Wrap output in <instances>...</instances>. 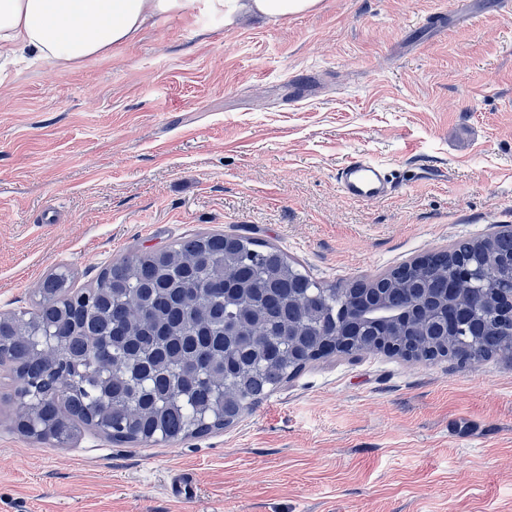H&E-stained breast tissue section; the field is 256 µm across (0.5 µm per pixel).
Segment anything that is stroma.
<instances>
[{
    "label": "stroma",
    "instance_id": "1",
    "mask_svg": "<svg viewBox=\"0 0 512 512\" xmlns=\"http://www.w3.org/2000/svg\"><path fill=\"white\" fill-rule=\"evenodd\" d=\"M387 164L386 201L337 168ZM59 221L44 223L47 211ZM512 225V6L320 0L226 24L197 0L77 68L0 83V314L66 272L209 232L327 287ZM0 367V512H512V359L322 358L221 430L64 445L16 423ZM188 474L193 504L172 497ZM336 185L343 197L367 203L384 201L396 190L387 168L363 155L351 157L338 168Z\"/></svg>",
    "mask_w": 512,
    "mask_h": 512
}]
</instances>
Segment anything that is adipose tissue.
Here are the masks:
<instances>
[{"label": "adipose tissue", "mask_w": 512, "mask_h": 512, "mask_svg": "<svg viewBox=\"0 0 512 512\" xmlns=\"http://www.w3.org/2000/svg\"><path fill=\"white\" fill-rule=\"evenodd\" d=\"M319 0H201L206 11L285 17ZM188 0H0V60L27 58L74 67L111 55L159 18L181 15Z\"/></svg>", "instance_id": "obj_1"}]
</instances>
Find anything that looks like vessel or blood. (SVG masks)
<instances>
[{"label": "vessel or blood", "mask_w": 512, "mask_h": 512, "mask_svg": "<svg viewBox=\"0 0 512 512\" xmlns=\"http://www.w3.org/2000/svg\"><path fill=\"white\" fill-rule=\"evenodd\" d=\"M336 185L343 197L367 203L384 201L396 190L387 168L363 155L348 159L338 168Z\"/></svg>", "instance_id": "b4317fda"}]
</instances>
